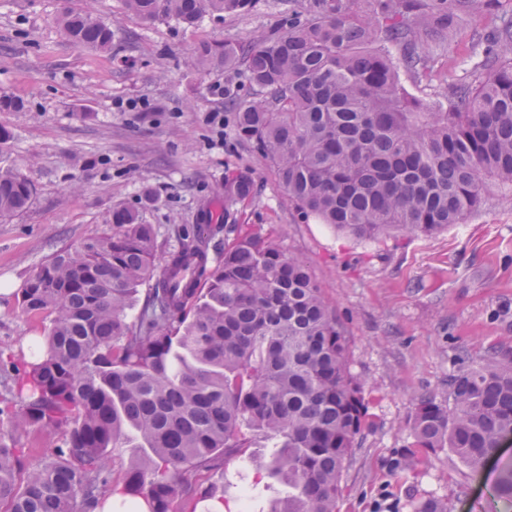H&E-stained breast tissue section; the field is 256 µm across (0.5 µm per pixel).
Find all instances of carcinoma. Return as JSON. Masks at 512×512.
Here are the masks:
<instances>
[{
  "mask_svg": "<svg viewBox=\"0 0 512 512\" xmlns=\"http://www.w3.org/2000/svg\"><path fill=\"white\" fill-rule=\"evenodd\" d=\"M145 23L193 26L252 0H122ZM288 31L244 43H200L193 64L239 74L255 92L224 85L236 139L259 155L304 218L356 240L429 235L461 224L483 203V177L512 187V57L493 51L443 98H407L399 70L419 80L420 46L446 39L481 11H498L494 40L512 53V0H303ZM75 44L112 49L115 31L95 9L65 8ZM398 45L393 59L386 45ZM36 186L0 166V220L28 208ZM251 179L224 175V253L211 264L209 224L182 229L168 275L154 274L157 235L119 209L113 231L57 252L24 284V312L50 317L35 360L12 365L18 431L62 437L35 465L0 439L6 512H75L103 506L124 449L122 493L149 512L191 510L225 498L228 461L255 483L282 486L267 512H336L341 477L366 426L350 345L306 263L269 237L244 231L236 205ZM148 286L140 313L129 311ZM452 406L416 400L412 448L392 459L415 471L448 449L479 472L512 434V356L493 352L451 381ZM495 496L512 508V460ZM414 512H448L433 497Z\"/></svg>",
  "mask_w": 512,
  "mask_h": 512,
  "instance_id": "obj_1",
  "label": "carcinoma"
}]
</instances>
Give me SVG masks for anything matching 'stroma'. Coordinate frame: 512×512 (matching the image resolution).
I'll return each mask as SVG.
<instances>
[{
	"mask_svg": "<svg viewBox=\"0 0 512 512\" xmlns=\"http://www.w3.org/2000/svg\"><path fill=\"white\" fill-rule=\"evenodd\" d=\"M95 7L115 31L99 57L69 41L57 24L65 7ZM288 0H254L244 13L209 15L197 27L151 25L125 14L121 0H0V94L23 110L0 112L11 132L0 164L36 186L29 208L0 221V360L31 362L32 343L50 322L25 313L20 290L63 247L112 231V214L137 211L157 233L156 265L187 224L224 221V173H246L254 194L238 221L272 235L304 260L350 339V371L364 386L368 426L342 473L338 512H411L435 496L448 512H495L488 490L497 462L475 472L449 451L413 472L391 458L410 447L409 419L420 397L451 404L448 381L482 364L489 349L512 353V190L486 178L481 209L431 235L358 241L298 216L275 173L211 123L224 107L217 87L231 73L203 72L191 57L203 41L241 43L288 29ZM496 18H472L424 50L432 73L403 74L413 97L430 102L452 78L469 79ZM20 402L0 373V438L42 450L58 435L12 431Z\"/></svg>",
	"mask_w": 512,
	"mask_h": 512,
	"instance_id": "obj_1",
	"label": "stroma"
}]
</instances>
